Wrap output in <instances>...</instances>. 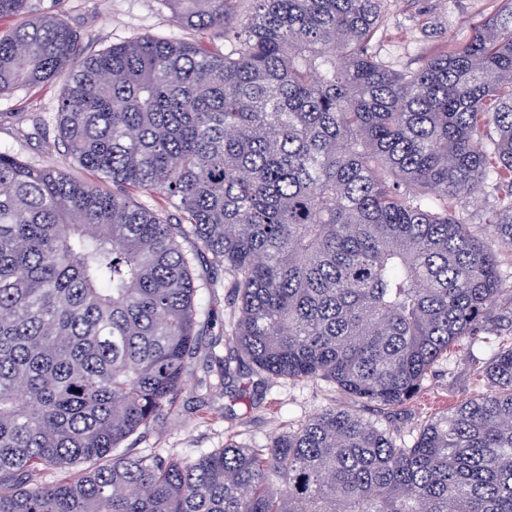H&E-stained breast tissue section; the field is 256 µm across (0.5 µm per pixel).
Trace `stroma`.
Instances as JSON below:
<instances>
[{"mask_svg":"<svg viewBox=\"0 0 512 512\" xmlns=\"http://www.w3.org/2000/svg\"><path fill=\"white\" fill-rule=\"evenodd\" d=\"M41 12L61 15L76 30L85 54L138 37H167L230 50L249 0H231L223 26L194 30L181 27L166 0H32ZM500 0H382L380 32L372 50L393 71L415 69L430 55L451 49L469 37L475 26L493 16ZM63 80L22 87L0 98V151L20 156L37 167L57 166L85 178L76 163L68 161L57 142V112ZM227 291L217 288L198 293V319L211 322L199 345V355L185 378L175 421L138 443V450L162 449L164 455L193 459L223 447L227 441L261 446L296 428L330 407L353 408L343 392L323 382L267 380L260 398L239 396L238 383L224 385L213 353H224L217 343L218 326L234 316ZM468 350L453 352L436 365L418 396L392 417L388 427L413 440L420 426L434 413L468 400L480 388L472 380ZM213 384L207 403H200L199 379Z\"/></svg>","mask_w":512,"mask_h":512,"instance_id":"stroma-1","label":"stroma"}]
</instances>
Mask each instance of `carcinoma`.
<instances>
[{
	"label": "carcinoma",
	"mask_w": 512,
	"mask_h": 512,
	"mask_svg": "<svg viewBox=\"0 0 512 512\" xmlns=\"http://www.w3.org/2000/svg\"><path fill=\"white\" fill-rule=\"evenodd\" d=\"M167 2L224 26L228 0ZM252 2L229 52L84 57L63 19L0 0L29 16L0 37V97L65 78L58 137L96 175L0 151V512H512V0L400 72L370 50L379 0ZM221 267L228 380L322 381L390 418L477 345L486 392L411 442L330 408L260 448L132 454Z\"/></svg>",
	"instance_id": "carcinoma-1"
}]
</instances>
